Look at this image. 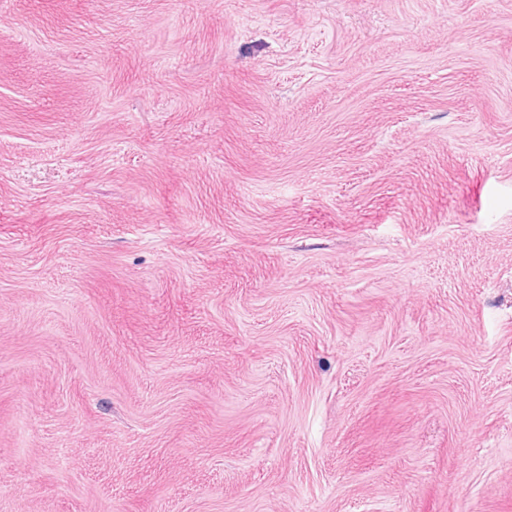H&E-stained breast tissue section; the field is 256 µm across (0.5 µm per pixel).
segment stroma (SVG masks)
Wrapping results in <instances>:
<instances>
[{
  "label": "stroma",
  "mask_w": 512,
  "mask_h": 512,
  "mask_svg": "<svg viewBox=\"0 0 512 512\" xmlns=\"http://www.w3.org/2000/svg\"><path fill=\"white\" fill-rule=\"evenodd\" d=\"M0 512H512V0H0Z\"/></svg>",
  "instance_id": "1"
}]
</instances>
